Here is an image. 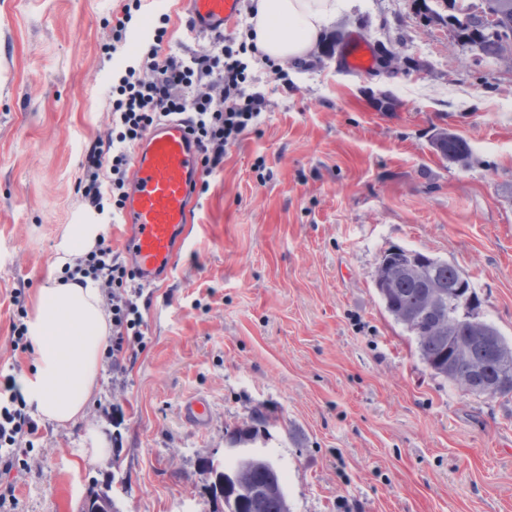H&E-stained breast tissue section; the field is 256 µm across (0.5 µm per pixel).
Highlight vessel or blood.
I'll use <instances>...</instances> for the list:
<instances>
[{"label": "vessel or blood", "mask_w": 512, "mask_h": 512, "mask_svg": "<svg viewBox=\"0 0 512 512\" xmlns=\"http://www.w3.org/2000/svg\"><path fill=\"white\" fill-rule=\"evenodd\" d=\"M184 2L190 24L200 32L222 31L241 7V0ZM344 64L356 73L373 68L374 56L363 38L352 39ZM200 167L199 148L180 119L160 121L134 149L121 222L127 229L124 248L134 263L139 285L151 286L174 268L179 247L192 228ZM209 413L202 396L182 405L184 422L196 429L206 426Z\"/></svg>", "instance_id": "b4317fda"}]
</instances>
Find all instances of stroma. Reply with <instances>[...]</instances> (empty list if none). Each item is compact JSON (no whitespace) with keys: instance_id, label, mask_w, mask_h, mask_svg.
Segmentation results:
<instances>
[{"instance_id":"35a3bbf8","label":"stroma","mask_w":512,"mask_h":512,"mask_svg":"<svg viewBox=\"0 0 512 512\" xmlns=\"http://www.w3.org/2000/svg\"><path fill=\"white\" fill-rule=\"evenodd\" d=\"M0 0V375L24 377L13 289L27 310L58 277L55 244L87 208L86 148L111 130L112 76L165 24L164 50L212 51L183 0ZM436 0H353L301 61L249 63L266 105L209 176L166 281L145 289L147 348L104 378L83 419L39 421L23 465L0 471L17 512H80L89 489L118 512H224L205 460L270 415L254 452L284 476L290 512H512V395L461 390L419 358L374 283L385 251L457 265L481 319L512 341V56L474 60ZM403 68L349 71L354 35ZM445 128L466 161L431 147ZM206 397L204 429L184 400ZM104 438L92 457L89 439ZM131 4H126L124 7V12L122 18H118L115 26H113L112 33V54L116 53L118 49L125 45L126 43V30L127 24L132 19V10L139 11L141 7L140 0H131ZM252 422L255 423V425H246L245 427L238 428V430L232 432L229 436V441L236 445L253 442L258 436V432L260 430L259 427L266 429L267 425L270 424L268 418L262 414H258L253 417Z\"/></svg>"}]
</instances>
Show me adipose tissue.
Returning <instances> with one entry per match:
<instances>
[{"instance_id":"ef3b65f1","label":"adipose tissue","mask_w":512,"mask_h":512,"mask_svg":"<svg viewBox=\"0 0 512 512\" xmlns=\"http://www.w3.org/2000/svg\"><path fill=\"white\" fill-rule=\"evenodd\" d=\"M343 0H259L253 19L259 49L273 59L305 58ZM106 227L96 221L69 225L55 251L57 268L74 266L93 250ZM110 331L97 282L53 280L39 291L28 322L35 367L23 380L27 403L45 421L82 419L100 385L101 357Z\"/></svg>"}]
</instances>
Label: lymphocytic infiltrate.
<instances>
[{
	"mask_svg": "<svg viewBox=\"0 0 512 512\" xmlns=\"http://www.w3.org/2000/svg\"><path fill=\"white\" fill-rule=\"evenodd\" d=\"M165 28L154 31L140 56L139 66H126L112 88V132L85 151L79 188L85 203L96 212L120 214L129 188L131 154L145 132L172 116L186 118L202 153L205 173L224 161L227 146L254 129L265 97L248 88L244 52L258 53L256 43L224 48L215 54L184 58L162 53ZM84 274L101 281L112 313V334L107 354L113 367L135 363L146 349L143 316L135 288L136 271L114 255L106 241L82 261ZM0 470L11 471L26 438L38 424L19 392L13 376L0 381Z\"/></svg>",
	"mask_w": 512,
	"mask_h": 512,
	"instance_id": "lymphocytic-infiltrate-1",
	"label": "lymphocytic infiltrate"
}]
</instances>
